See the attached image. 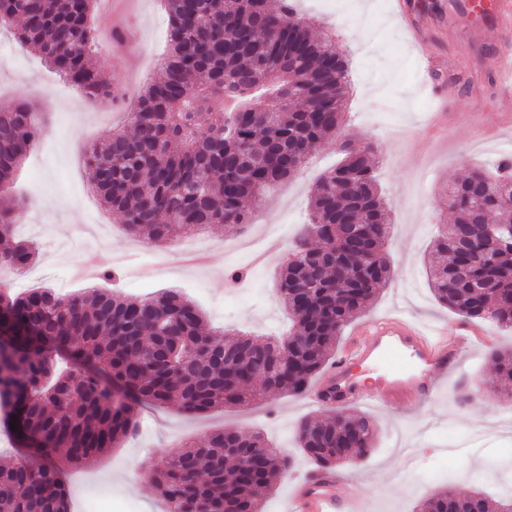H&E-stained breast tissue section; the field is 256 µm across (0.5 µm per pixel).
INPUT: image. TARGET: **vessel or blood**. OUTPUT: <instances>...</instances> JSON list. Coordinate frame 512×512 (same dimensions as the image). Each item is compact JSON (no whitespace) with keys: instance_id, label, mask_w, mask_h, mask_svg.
<instances>
[{"instance_id":"vessel-or-blood-1","label":"vessel or blood","mask_w":512,"mask_h":512,"mask_svg":"<svg viewBox=\"0 0 512 512\" xmlns=\"http://www.w3.org/2000/svg\"><path fill=\"white\" fill-rule=\"evenodd\" d=\"M479 22L468 26L466 34L476 45L485 35L496 31L500 38L496 54L502 93L499 99L501 139L512 143V0H489L480 6ZM428 12L416 14L409 26L411 44L429 54ZM471 342L463 327L442 325L425 329L402 312L387 313L366 325L357 339L324 373L309 395L316 406L344 407L367 402L385 403L398 395L414 400L435 399L440 381L455 369L461 353ZM373 360L388 361L395 375L366 386L355 382L350 368ZM298 488L289 498L288 512H364L357 497L343 498L336 493L334 474L305 472Z\"/></svg>"}]
</instances>
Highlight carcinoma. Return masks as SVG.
Returning a JSON list of instances; mask_svg holds the SVG:
<instances>
[{
	"instance_id": "carcinoma-1",
	"label": "carcinoma",
	"mask_w": 512,
	"mask_h": 512,
	"mask_svg": "<svg viewBox=\"0 0 512 512\" xmlns=\"http://www.w3.org/2000/svg\"><path fill=\"white\" fill-rule=\"evenodd\" d=\"M168 42L162 77L143 85L123 131L92 144L90 188L121 214L129 234L168 242L186 230L240 233L273 184L293 178L308 156L341 137L348 94L346 57L328 32L313 33L295 0H163ZM98 0H0V26L85 94L106 98L94 66ZM28 101L0 111V187H6L47 130ZM341 161L314 184L308 220L278 274L291 325L284 336L224 338L179 291L127 298L106 289L59 296L49 289L0 291L4 417L28 457L0 465V512H69L58 460L90 465L135 435L136 406L174 403L186 414L304 393L345 326L393 279L386 245L391 210L378 183L376 147L340 143ZM453 223L441 224L429 277L436 300L464 319L512 329V229L489 220L512 208V177L473 167L444 186ZM26 201H0V239ZM38 257L19 240L0 252V273ZM500 393L512 398V350L491 349ZM119 387L122 398L113 399ZM378 427L334 408L303 418L299 453L330 471L354 450L365 459ZM295 457L258 431L226 428L185 440L151 479L166 512H264ZM417 512H512V495L437 489Z\"/></svg>"
}]
</instances>
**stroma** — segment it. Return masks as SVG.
<instances>
[{"label":"stroma","mask_w":512,"mask_h":512,"mask_svg":"<svg viewBox=\"0 0 512 512\" xmlns=\"http://www.w3.org/2000/svg\"><path fill=\"white\" fill-rule=\"evenodd\" d=\"M337 4L338 14L330 18L321 14L316 0H298V9L305 23L335 35L349 60L345 132L376 145L378 179L394 224L388 244L394 278L366 312L347 325L342 339L350 341L360 325L393 310L424 324L458 323V316L437 303L429 288L427 256L437 224L451 218L440 197L442 186L465 177L474 165L495 166L502 150L495 139L473 138L474 129L493 126L497 119L498 79L492 59L497 35L488 32L482 53L475 54L459 32L436 31L435 48L445 64L431 80L444 84L455 79L448 109L469 114L471 122L434 136L425 125L433 100L423 89L419 62L391 14L390 0ZM129 18L135 41L119 53L122 63L114 62L118 53L110 44L97 43L94 62L112 88L108 101L84 94L63 96L56 74L38 54L0 29V110L31 100L50 118L45 146L28 158L13 189L31 201L25 236L36 243L39 255L11 290L51 288L65 295L104 286L147 297L179 288L215 329L246 330L263 338L282 333L288 316L277 297L275 272L306 218L313 184L338 158V144H323L293 180L273 187L236 242H227L221 229L203 235L189 231L164 245L128 236L122 218L105 211L85 191L83 153L88 145L125 127V114L140 87L161 73L167 38L155 29L166 20L159 0H139ZM255 242L268 253L257 267L250 264ZM136 250L146 253L140 263L117 266L116 279H99L105 260ZM217 264L226 270L248 265L252 271L240 286L229 287L224 279L213 277ZM486 330L489 344H474L462 355L441 381L433 403L414 409L401 397L369 409L378 425L375 447L365 460L337 470L338 495L358 493L372 512H413L449 472L462 494L512 492V475L503 471L512 463V432L488 431L490 419L507 402L486 357L492 347L512 349V331L491 324ZM463 385L472 387L473 396L461 407L455 397ZM314 411L306 395L285 393L250 408L198 416L183 415L173 405L147 409L140 414L138 435L110 449L91 468L61 464L59 477L73 499L97 486L116 512H165L151 472L154 463L176 452L183 440L200 442L230 426L263 431L288 452L298 420Z\"/></svg>","instance_id":"stroma-1"}]
</instances>
